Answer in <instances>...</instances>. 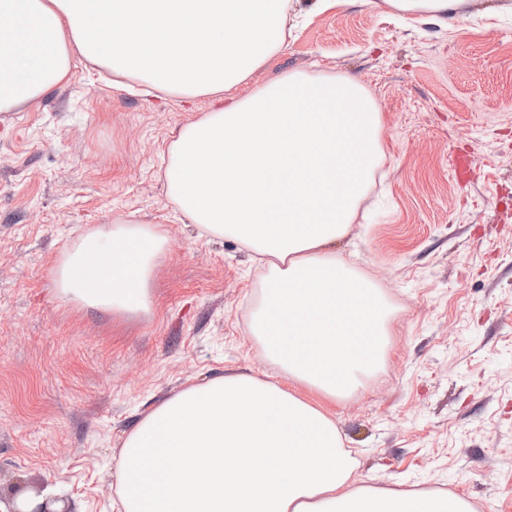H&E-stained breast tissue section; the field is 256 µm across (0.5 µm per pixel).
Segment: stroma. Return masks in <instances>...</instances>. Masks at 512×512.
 I'll use <instances>...</instances> for the list:
<instances>
[{
    "instance_id": "obj_1",
    "label": "stroma",
    "mask_w": 512,
    "mask_h": 512,
    "mask_svg": "<svg viewBox=\"0 0 512 512\" xmlns=\"http://www.w3.org/2000/svg\"><path fill=\"white\" fill-rule=\"evenodd\" d=\"M242 98L293 71L349 76L382 116L385 159L340 258L388 302L382 369L332 400L265 362L247 334L265 265L199 235L167 197V151L211 96L133 93L74 54L66 80L0 112V512L53 487L67 512H123L127 435L175 393L267 376L336 423L357 485L445 492L512 512V13L476 0L444 30L382 0L309 11ZM466 157L471 180L455 175ZM128 219L169 248L147 313L61 297L53 268L81 236Z\"/></svg>"
}]
</instances>
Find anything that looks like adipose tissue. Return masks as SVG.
I'll return each mask as SVG.
<instances>
[{"label":"adipose tissue","mask_w":512,"mask_h":512,"mask_svg":"<svg viewBox=\"0 0 512 512\" xmlns=\"http://www.w3.org/2000/svg\"><path fill=\"white\" fill-rule=\"evenodd\" d=\"M464 2L384 0L448 28ZM290 20L288 0H0V112L61 84L76 51L163 93L220 98L284 47ZM383 159L367 88L300 72L206 113L168 150L166 192L185 219L267 259L247 321L265 360L332 399L354 392L388 344L377 289L334 250ZM168 245L160 226L134 221L88 233L57 266V290L89 308L149 311ZM355 469L322 410L229 374L145 417L116 480L124 512H473L445 493L351 489Z\"/></svg>","instance_id":"adipose-tissue-1"}]
</instances>
